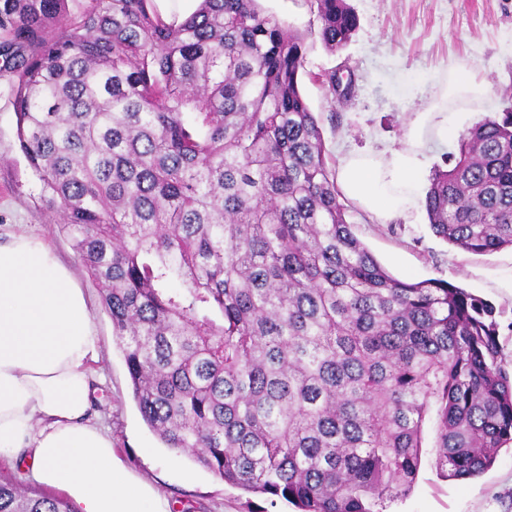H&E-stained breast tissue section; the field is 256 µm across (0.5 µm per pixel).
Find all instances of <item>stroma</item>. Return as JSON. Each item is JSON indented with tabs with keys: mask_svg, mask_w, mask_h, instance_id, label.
<instances>
[{
	"mask_svg": "<svg viewBox=\"0 0 512 512\" xmlns=\"http://www.w3.org/2000/svg\"><path fill=\"white\" fill-rule=\"evenodd\" d=\"M359 26L342 50L327 51L310 0H260L261 7L306 37L302 92L320 120L331 168L353 153L386 156L404 148L415 112L425 109L448 73L486 80L487 99L455 104V128L431 135L425 173L458 148L460 133L512 101V0H349ZM353 72L348 97L326 82L334 72ZM14 92L0 78V242L24 231L42 237L83 289L98 339L91 362V417L107 429L117 454L135 474L169 501L171 512H295L285 501L270 503L224 483L191 458L163 448L132 398L122 351L112 332L97 283L82 269L69 235L49 224L37 182L16 139ZM345 215L356 236L395 277L447 280L491 302L499 341L512 368V248L473 254L433 235L424 207L408 218L380 223L350 199ZM434 432H427L411 492L388 503L386 512H512V450L501 449L479 477L451 481L433 465ZM153 455H146V448Z\"/></svg>",
	"mask_w": 512,
	"mask_h": 512,
	"instance_id": "1",
	"label": "stroma"
}]
</instances>
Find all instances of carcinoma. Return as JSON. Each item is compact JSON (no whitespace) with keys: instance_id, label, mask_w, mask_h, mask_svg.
Here are the masks:
<instances>
[{"instance_id":"carcinoma-1","label":"carcinoma","mask_w":512,"mask_h":512,"mask_svg":"<svg viewBox=\"0 0 512 512\" xmlns=\"http://www.w3.org/2000/svg\"><path fill=\"white\" fill-rule=\"evenodd\" d=\"M0 0V72L48 219L100 289L161 444L298 512H383L414 485L429 415L447 480L512 443L496 310L392 276L339 201L299 86L305 36L258 0ZM324 47L358 27L312 0ZM432 233L512 247V107L433 170ZM0 512H74L0 482Z\"/></svg>"}]
</instances>
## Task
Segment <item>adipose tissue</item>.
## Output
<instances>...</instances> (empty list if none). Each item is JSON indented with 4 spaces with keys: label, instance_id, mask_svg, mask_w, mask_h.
<instances>
[{
    "label": "adipose tissue",
    "instance_id": "ef3b65f1",
    "mask_svg": "<svg viewBox=\"0 0 512 512\" xmlns=\"http://www.w3.org/2000/svg\"><path fill=\"white\" fill-rule=\"evenodd\" d=\"M435 110L417 113L408 145L377 161L344 159L339 184L379 221L412 213ZM97 355L90 310L72 273L43 240L18 234L0 243V457L33 483L65 492L80 512H170L169 502L116 455L89 416Z\"/></svg>",
    "mask_w": 512,
    "mask_h": 512
}]
</instances>
